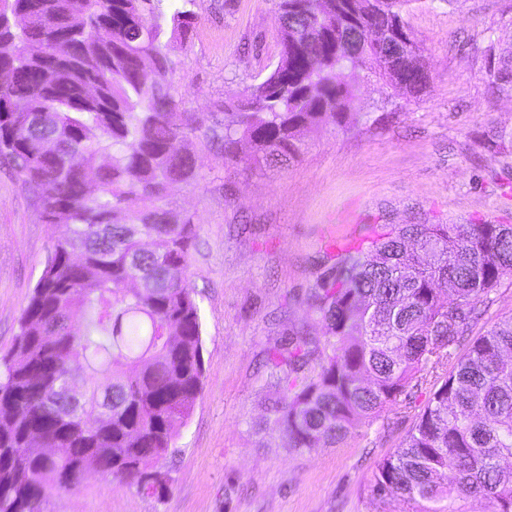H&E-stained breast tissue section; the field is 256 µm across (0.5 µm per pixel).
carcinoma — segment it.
I'll return each instance as SVG.
<instances>
[{"instance_id": "1", "label": "carcinoma", "mask_w": 512, "mask_h": 512, "mask_svg": "<svg viewBox=\"0 0 512 512\" xmlns=\"http://www.w3.org/2000/svg\"><path fill=\"white\" fill-rule=\"evenodd\" d=\"M15 0L0 12V68L10 96L42 108L0 105V159L45 223L62 231L19 323L0 375V512H42L44 499L86 455L101 472L141 491L164 489L157 464L174 447L203 381L202 323L187 258L195 225L170 222L174 184L197 178L196 158L175 145L196 117L176 120L165 52L168 30L186 36L195 0ZM411 0H278L275 30L288 52L224 113V162L250 145L256 162L281 167L305 138L352 113L360 72L409 97L428 75L403 13ZM489 83L512 95V56L488 58ZM54 140L56 155L41 153ZM74 152L98 171L86 195ZM136 200L131 212L128 202ZM512 279V224H397L366 256L339 259L308 296L323 346L296 333L276 350L268 402L289 447H336L364 420L409 398L432 364L429 397L399 447L374 473L379 496L419 512L468 497L512 512V318L459 354L478 304ZM316 366L301 378L289 373ZM83 360L106 386L73 406L60 390ZM103 425L84 437L87 413ZM48 442L26 454L29 438ZM151 481L141 484V476Z\"/></svg>"}]
</instances>
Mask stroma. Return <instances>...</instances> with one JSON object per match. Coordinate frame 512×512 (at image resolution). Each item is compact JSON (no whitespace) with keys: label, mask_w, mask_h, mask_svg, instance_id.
Masks as SVG:
<instances>
[{"label":"stroma","mask_w":512,"mask_h":512,"mask_svg":"<svg viewBox=\"0 0 512 512\" xmlns=\"http://www.w3.org/2000/svg\"><path fill=\"white\" fill-rule=\"evenodd\" d=\"M275 10L276 0H196L190 35L167 40L177 110L199 121L182 143L196 155L197 179L173 187L169 207L195 226L187 276L204 375L161 464L166 488L153 495L92 471L49 491L44 512H411L377 495L373 477L424 406L431 375L411 408L363 422L339 447L307 451L289 447L263 407L269 357L293 332L322 339L308 295L385 225L512 224V97L491 93L485 53L512 54V0H410L424 95L362 74L354 119L310 134L287 169L255 165L246 148L228 164L211 138L228 105L275 66ZM58 233L0 164V357Z\"/></svg>","instance_id":"35a3bbf8"}]
</instances>
